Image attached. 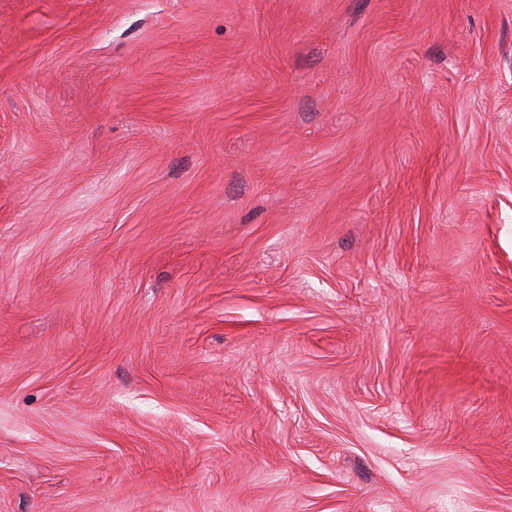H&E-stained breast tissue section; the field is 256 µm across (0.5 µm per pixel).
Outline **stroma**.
I'll return each instance as SVG.
<instances>
[{
    "mask_svg": "<svg viewBox=\"0 0 512 512\" xmlns=\"http://www.w3.org/2000/svg\"><path fill=\"white\" fill-rule=\"evenodd\" d=\"M0 512H512V0H0Z\"/></svg>",
    "mask_w": 512,
    "mask_h": 512,
    "instance_id": "obj_1",
    "label": "stroma"
}]
</instances>
